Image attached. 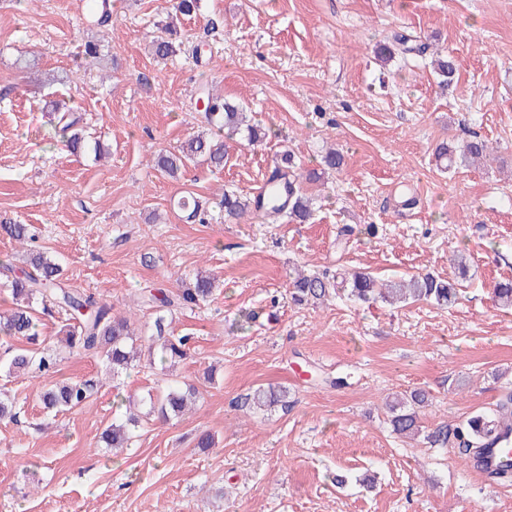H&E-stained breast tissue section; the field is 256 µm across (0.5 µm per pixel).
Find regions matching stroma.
<instances>
[{"label":"stroma","instance_id":"35a3bbf8","mask_svg":"<svg viewBox=\"0 0 512 512\" xmlns=\"http://www.w3.org/2000/svg\"><path fill=\"white\" fill-rule=\"evenodd\" d=\"M167 8L117 0L102 29L85 0H0V221L31 225L70 287L138 327L149 320L141 292L177 291L199 271L219 280L205 306L173 315L174 333L194 338L173 373L198 390L194 411L150 421L122 453L99 436L122 398L165 386L162 368L114 382L98 358L64 355L60 377L103 386L49 425L36 382L0 376L22 406L19 422L0 423V512H512V485L489 486L427 440L512 391V309L493 293L512 280V0H202L180 24L201 58L163 61L148 43ZM403 31L429 54L375 60ZM438 49L457 63L445 89L430 64ZM30 69L66 82L29 81ZM204 86L268 134L226 140L223 170L163 176L159 150L204 127ZM55 99L108 145L106 159L68 151ZM474 136L488 161L437 167V144ZM330 147L345 162L305 183L309 223L181 218L184 191L250 196L283 152L307 171ZM297 267L430 272L458 280L460 296L448 308L342 293L297 306ZM261 385L287 387V405L241 408ZM413 390L428 404L409 439L392 433L386 404ZM204 432L215 438L206 450Z\"/></svg>","mask_w":512,"mask_h":512}]
</instances>
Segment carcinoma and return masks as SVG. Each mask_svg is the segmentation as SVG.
I'll use <instances>...</instances> for the list:
<instances>
[{
    "label": "carcinoma",
    "mask_w": 512,
    "mask_h": 512,
    "mask_svg": "<svg viewBox=\"0 0 512 512\" xmlns=\"http://www.w3.org/2000/svg\"><path fill=\"white\" fill-rule=\"evenodd\" d=\"M88 9L97 16V24L104 26L112 15L109 0H89ZM180 39L174 23L161 29V34L152 41L154 55L166 58L181 50ZM434 69L440 82L448 85L456 74L455 61L448 56L434 60ZM206 106L203 110L205 122L216 128L211 138L197 136L187 142L179 152L159 151L156 167L162 174L175 177L198 158L210 166H224V141L222 135L234 136L241 131L243 112L240 104L214 94L203 88ZM63 122L61 137L73 154L89 150L100 151V140L85 135L79 128L81 117L72 112L60 116ZM488 146L482 141H471L461 149H452L445 144L436 148L437 160L451 164L482 156ZM272 182L279 184L276 194L285 200L264 204L263 200L241 197L225 192L219 200L220 211L227 216H240L245 213H259L268 219L286 216L288 221L305 224L312 215L310 200L302 191L303 175L296 172L293 159L285 155L280 159L271 174ZM178 206L186 212V219L198 224H209L214 220L208 201L192 193L182 196ZM0 232L24 243L30 240L29 229L24 224H11L0 221ZM3 286L11 291L15 307L6 316H0V334L5 340L24 339L28 346L7 345L0 353V372L11 378L27 374L39 381V404L44 413L55 417L59 413L71 412L84 406L98 391L97 380H70L57 377L60 359L58 353L46 346H38L39 331L37 309L47 310L56 307L66 315V323L60 333L68 351L92 355L101 359L117 378L132 367L138 354L147 352V362L155 360L176 362L187 358L191 336H176L170 328L168 315L177 308H189L205 303L212 295L217 279L211 275H196L181 281L177 293H166L159 289L141 295V306L150 311L151 321L147 323L146 334L140 336L126 317L112 314V306L98 302L93 297L67 286L63 278L60 262L43 251L27 250L24 265H0ZM359 300L370 301L380 298L389 304L413 300L432 301L441 306H451L458 300L459 290L452 280L432 274L417 275L408 281L378 283L369 273L358 271L348 278L339 279L327 273L306 274L298 272L289 283L291 300L298 305L315 304L331 293L340 291ZM196 388L188 383L173 381L150 398L149 416L162 420L180 418L185 415L188 403L196 398ZM288 390L257 388L245 404L249 408L270 409L286 402ZM427 401L425 393L413 391L403 401L391 409L390 425L401 436L413 437L419 433L415 407ZM20 410L17 399L10 390L0 388V421L14 422ZM504 420L512 421V393H508L490 414L472 417L455 427L446 425L428 436L430 442L442 447H454L460 456H479V449L485 447L487 438ZM141 412L129 409L124 420L113 423L102 432V439L112 448H126L134 432L141 426Z\"/></svg>",
    "instance_id": "carcinoma-1"
}]
</instances>
